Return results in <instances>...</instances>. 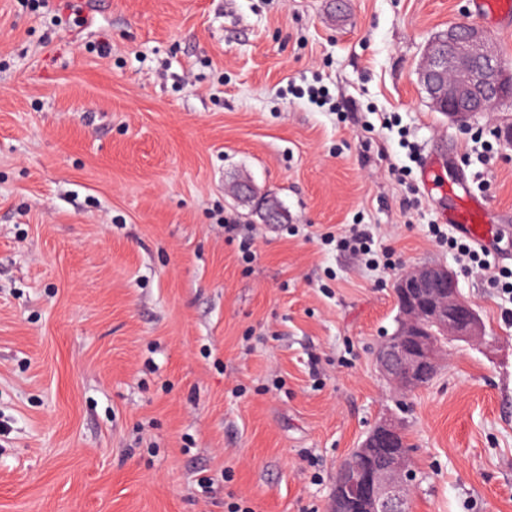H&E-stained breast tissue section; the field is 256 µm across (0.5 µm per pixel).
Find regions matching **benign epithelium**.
Masks as SVG:
<instances>
[{
    "label": "benign epithelium",
    "mask_w": 512,
    "mask_h": 512,
    "mask_svg": "<svg viewBox=\"0 0 512 512\" xmlns=\"http://www.w3.org/2000/svg\"><path fill=\"white\" fill-rule=\"evenodd\" d=\"M434 107L464 125L496 103L512 101V69L502 62L491 40L478 27L453 25L446 39L429 45L421 69ZM236 197L254 204L267 224H276L282 210L275 200L259 197L248 179L236 183ZM402 305V322L377 349L378 368L401 390L418 389L434 378L444 354L443 342H475L484 336L478 314L461 298L455 274L433 264L409 266L394 282ZM399 426L383 420L373 430L384 448L395 447ZM411 450L392 452L352 482L354 497L370 512H411Z\"/></svg>",
    "instance_id": "7a95c632"
}]
</instances>
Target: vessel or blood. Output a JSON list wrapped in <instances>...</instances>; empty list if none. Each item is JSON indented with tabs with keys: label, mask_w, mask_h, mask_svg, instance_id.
<instances>
[{
	"label": "vessel or blood",
	"mask_w": 512,
	"mask_h": 512,
	"mask_svg": "<svg viewBox=\"0 0 512 512\" xmlns=\"http://www.w3.org/2000/svg\"><path fill=\"white\" fill-rule=\"evenodd\" d=\"M475 12L504 28L512 27V0H472ZM421 183L431 195L448 196L451 205L445 215L448 225L460 237L481 247L490 243L489 218L493 213L487 199L471 193L466 179H442L433 161H426Z\"/></svg>",
	"instance_id": "b4317fda"
}]
</instances>
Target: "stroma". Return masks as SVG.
Returning <instances> with one entry per match:
<instances>
[{
    "label": "stroma",
    "instance_id": "stroma-1",
    "mask_svg": "<svg viewBox=\"0 0 512 512\" xmlns=\"http://www.w3.org/2000/svg\"><path fill=\"white\" fill-rule=\"evenodd\" d=\"M469 2L0 0V512H330L387 414L411 512H512V300L432 236L448 201L409 151L512 218V104L460 125L419 79ZM356 226L386 265L323 245ZM417 263L485 337L403 395L374 351ZM236 197L242 202L253 203L254 209L260 214L266 224H277L282 216V210L275 200L269 197H258L255 187L249 179L236 183ZM224 235L227 242L232 243L235 240H239V250L244 263L249 264L254 260L253 239L240 224H225Z\"/></svg>",
    "mask_w": 512,
    "mask_h": 512
}]
</instances>
